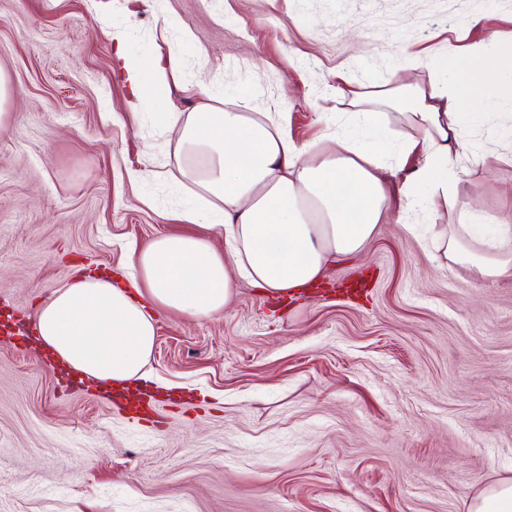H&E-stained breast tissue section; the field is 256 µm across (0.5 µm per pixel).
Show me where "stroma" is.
Wrapping results in <instances>:
<instances>
[{"label":"stroma","instance_id":"1","mask_svg":"<svg viewBox=\"0 0 512 512\" xmlns=\"http://www.w3.org/2000/svg\"><path fill=\"white\" fill-rule=\"evenodd\" d=\"M97 3L0 0V313L31 325L77 276L128 284L131 251L159 235L223 244L176 220L184 195L149 178L175 164L167 112L229 91L321 146L354 123L356 94L449 82L437 59L451 49L512 48V0H149L132 23ZM120 50L146 67L175 56L181 77L133 97ZM485 93L503 110L460 119L454 210H402L422 132L372 105L405 149L362 254L297 296L237 281L218 318L157 311L149 386L174 402L115 406L0 335V512H469L512 479V280L478 278L423 234L470 214L484 253L512 225V133L486 137L512 110V72Z\"/></svg>","mask_w":512,"mask_h":512}]
</instances>
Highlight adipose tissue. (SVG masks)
Masks as SVG:
<instances>
[{
	"mask_svg": "<svg viewBox=\"0 0 512 512\" xmlns=\"http://www.w3.org/2000/svg\"><path fill=\"white\" fill-rule=\"evenodd\" d=\"M455 78L412 91L410 118L423 133L424 163L407 181L415 203L429 190L435 206L451 205L458 178L450 162L464 150L459 119L473 113L480 89L512 71V57L480 44L442 59ZM179 71L170 57L145 68L125 61L120 76L133 96L158 95ZM166 126L184 154L200 165L178 164L173 177L192 201L180 217L222 227L223 246L210 238L170 234L133 253L132 288L88 276L57 289L37 317L40 348L81 377L110 385L149 380L156 341L153 310L199 320L223 316L236 279L269 294L296 293L317 282L327 261L361 254L388 204L383 175L384 135L371 113L360 135L332 137L322 151L297 145L272 116L241 108L171 112ZM466 224H443L435 234L446 259L485 280L512 279V226L499 227L493 252L472 250Z\"/></svg>",
	"mask_w": 512,
	"mask_h": 512,
	"instance_id": "1",
	"label": "adipose tissue"
}]
</instances>
